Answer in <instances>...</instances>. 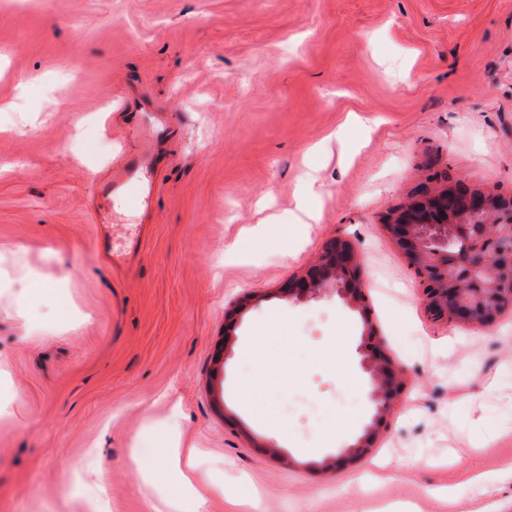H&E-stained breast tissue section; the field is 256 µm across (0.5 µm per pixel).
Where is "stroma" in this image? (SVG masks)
<instances>
[{"label": "stroma", "instance_id": "1", "mask_svg": "<svg viewBox=\"0 0 512 512\" xmlns=\"http://www.w3.org/2000/svg\"><path fill=\"white\" fill-rule=\"evenodd\" d=\"M155 112L170 120L149 236L115 274L96 259L94 185ZM309 166L319 220L301 224ZM432 173L512 197V0H0V246L14 249L0 264V512H93L101 493L108 512H151L155 443L177 430L224 488L200 512H244L243 489L260 512H362L367 499L449 512L448 486L512 512V480L489 495L448 463L466 449L474 469L512 463V312L490 329L431 320L380 224ZM267 214L281 228L266 257L225 264ZM292 234L301 248L281 255ZM339 234L408 370L373 449L386 468L362 496L352 472L369 460L317 468L371 421L362 320L336 295L280 292ZM29 269L46 286L18 296L10 283ZM24 316L41 335L21 336ZM260 331L266 371L245 404ZM480 415L500 434L474 452Z\"/></svg>", "mask_w": 512, "mask_h": 512}]
</instances>
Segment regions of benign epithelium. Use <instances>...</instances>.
<instances>
[{
    "label": "benign epithelium",
    "mask_w": 512,
    "mask_h": 512,
    "mask_svg": "<svg viewBox=\"0 0 512 512\" xmlns=\"http://www.w3.org/2000/svg\"><path fill=\"white\" fill-rule=\"evenodd\" d=\"M382 223L420 279L432 319L489 328L512 309L511 197L433 174L417 185L407 203L389 210ZM332 291L362 319L374 414L357 439L320 463L323 469L347 467L374 447L406 377L374 327L359 250L343 235L329 239L318 260L282 289L294 299L320 298Z\"/></svg>",
    "instance_id": "benign-epithelium-1"
}]
</instances>
